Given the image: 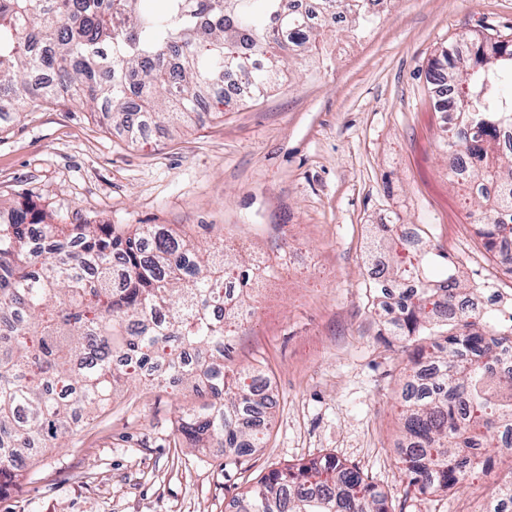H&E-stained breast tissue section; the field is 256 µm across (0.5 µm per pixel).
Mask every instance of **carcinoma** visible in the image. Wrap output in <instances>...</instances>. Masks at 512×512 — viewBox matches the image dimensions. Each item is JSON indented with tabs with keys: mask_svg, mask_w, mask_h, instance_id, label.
Here are the masks:
<instances>
[{
	"mask_svg": "<svg viewBox=\"0 0 512 512\" xmlns=\"http://www.w3.org/2000/svg\"><path fill=\"white\" fill-rule=\"evenodd\" d=\"M388 0H318L325 31L370 22ZM313 35L294 0H0V120L58 100L79 101L103 121L138 129L201 119V95L240 75L263 96ZM436 63L455 91L448 145L479 159L469 191L485 249L512 236V154L497 129L512 123V39H476L477 56ZM415 250L387 271L418 274ZM247 285L172 229L125 233L112 224H58L24 203L0 216V497L26 461L105 410L119 387L191 383L202 399L178 416L192 448L212 443L235 460L265 435L273 406L267 379L224 367V281ZM453 262L444 278L402 294L392 335L436 336L414 353L403 400L398 458L408 486L446 491L489 473L494 436L512 427V378L495 364L512 355V313L475 307ZM236 512H390L359 466L325 455L271 469L235 499Z\"/></svg>",
	"mask_w": 512,
	"mask_h": 512,
	"instance_id": "carcinoma-1",
	"label": "carcinoma"
}]
</instances>
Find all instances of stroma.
<instances>
[{
    "label": "stroma",
    "instance_id": "35a3bbf8",
    "mask_svg": "<svg viewBox=\"0 0 512 512\" xmlns=\"http://www.w3.org/2000/svg\"><path fill=\"white\" fill-rule=\"evenodd\" d=\"M512 36V0H391L369 27L318 36L255 102L212 105L180 131L132 138L65 100L0 126V212L29 200L66 224L183 230L256 276L251 318L229 334L226 367L261 370L276 404L248 463L187 447L190 388L136 382L64 447L35 457L0 512H228L268 470L326 454L357 464L406 512H479L512 475L407 491L397 465L400 402L416 345L388 336L392 296L367 291L380 225L421 229L443 275L512 294V273L464 227L476 215L448 176L447 120L430 69L442 46Z\"/></svg>",
    "mask_w": 512,
    "mask_h": 512
}]
</instances>
